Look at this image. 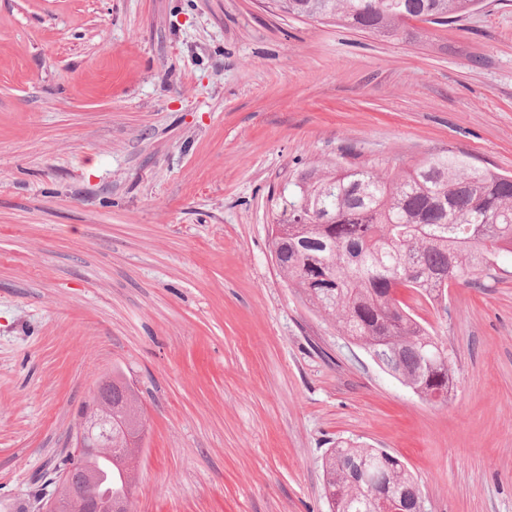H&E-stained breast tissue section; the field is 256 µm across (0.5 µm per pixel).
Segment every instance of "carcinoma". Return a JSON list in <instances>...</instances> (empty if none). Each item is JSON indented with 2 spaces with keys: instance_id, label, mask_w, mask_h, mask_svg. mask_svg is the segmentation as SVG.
<instances>
[{
  "instance_id": "carcinoma-1",
  "label": "carcinoma",
  "mask_w": 512,
  "mask_h": 512,
  "mask_svg": "<svg viewBox=\"0 0 512 512\" xmlns=\"http://www.w3.org/2000/svg\"><path fill=\"white\" fill-rule=\"evenodd\" d=\"M478 0H272L282 14L385 37L410 22L447 25ZM275 262L289 286L336 323L339 331L421 399L445 403L455 372L452 352L413 307H436L460 281L496 278L494 265L512 253V177L462 155H431L409 168L314 169L288 188V208L271 229ZM139 399L124 378L112 377V415L136 425ZM94 434L112 433V449L94 456L68 453L62 469L96 476L91 490L130 504L135 486L127 433L109 431L96 413ZM330 512H374L387 491L407 512H427L418 479L397 455L340 440L322 460Z\"/></svg>"
}]
</instances>
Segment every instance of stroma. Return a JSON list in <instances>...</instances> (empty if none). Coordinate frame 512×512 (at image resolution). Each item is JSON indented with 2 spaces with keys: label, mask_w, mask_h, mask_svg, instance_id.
Masks as SVG:
<instances>
[{
  "label": "stroma",
  "mask_w": 512,
  "mask_h": 512,
  "mask_svg": "<svg viewBox=\"0 0 512 512\" xmlns=\"http://www.w3.org/2000/svg\"><path fill=\"white\" fill-rule=\"evenodd\" d=\"M512 175V0L389 39L268 0H0V505L41 512L97 381L145 432L133 512H329L321 458L401 456L428 512H512V254L425 319L423 401L280 275L315 168Z\"/></svg>",
  "instance_id": "1"
}]
</instances>
